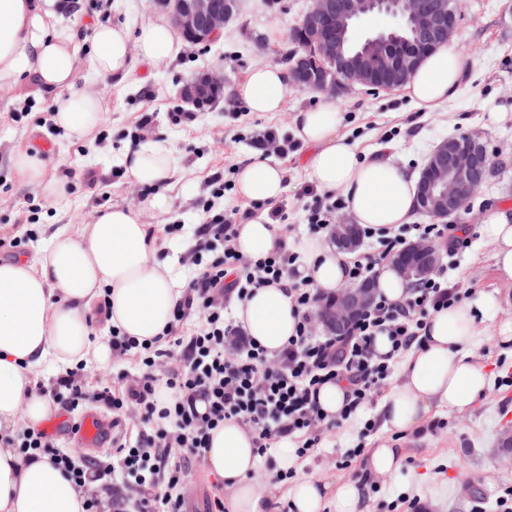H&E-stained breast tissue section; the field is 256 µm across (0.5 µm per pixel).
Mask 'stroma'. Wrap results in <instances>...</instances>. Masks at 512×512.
<instances>
[{
	"mask_svg": "<svg viewBox=\"0 0 512 512\" xmlns=\"http://www.w3.org/2000/svg\"><path fill=\"white\" fill-rule=\"evenodd\" d=\"M309 0H239L237 13L224 31L207 45H185L180 55L147 65L134 62L123 80L79 75L77 88L101 102V121L89 135L75 138L58 129L49 114L50 96L34 81L0 87V257H29L42 250L60 230L91 223L111 205L138 207L154 187L138 184L119 160L148 142L170 145L177 168L162 188L171 196L169 214H145L148 224L161 225L159 243L174 274L191 277L188 259L197 242L205 204L215 211L249 212L269 216L271 205L259 206L236 193V172L249 162L253 137L272 128L291 141L287 156L271 155L288 170L287 190L280 200L287 213L283 233L289 250L311 237L309 209L318 192L306 160L310 150L298 143L293 116L312 107V93L293 90L283 111H248L235 97L236 87L250 67L283 64L290 51L291 29L301 20ZM460 24L455 35L466 59V93L434 111L416 109L401 90L372 91L353 87L339 97L342 130L359 145L361 154L390 160L412 174L420 173L428 155L451 136L480 138L494 160L493 170L469 211L455 216L470 228L471 245L456 258H442L436 273L471 289L473 298L499 294L496 325L512 322V283L499 279L493 260L495 246L480 226L502 208L512 209V0H459ZM152 0H78L62 11L57 25L77 34V59L85 61L93 29L100 23L137 28L156 18ZM218 70L224 89L205 110L193 112L192 122L180 120L188 106L179 89L193 74ZM153 122L139 128L143 113ZM39 146L47 176H65L68 201L53 204L39 190L22 183L10 159L19 149ZM221 181L224 195L213 198L211 185ZM494 327L487 328L468 353L490 380L486 393L466 412L439 409L420 430L399 434L383 428L376 406L326 434L312 454L301 457L297 477L341 482L360 476L368 449L380 445L404 451L399 469L368 483L365 512H512V466L499 462L497 438L512 426V352L496 345ZM108 371L93 363L78 377L88 392L104 385H121L139 377L136 357L111 355Z\"/></svg>",
	"mask_w": 512,
	"mask_h": 512,
	"instance_id": "obj_1",
	"label": "stroma"
}]
</instances>
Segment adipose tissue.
Segmentation results:
<instances>
[{
    "label": "adipose tissue",
    "mask_w": 512,
    "mask_h": 512,
    "mask_svg": "<svg viewBox=\"0 0 512 512\" xmlns=\"http://www.w3.org/2000/svg\"><path fill=\"white\" fill-rule=\"evenodd\" d=\"M58 0H0V86L33 78L51 95L54 122L68 135L86 136L100 121L98 98L76 89V35L54 25ZM182 44L166 17L129 29L122 24L96 26L86 69L91 76L126 77L133 59L156 64L176 57ZM464 58L456 42L439 46L423 58L404 86V95L423 111H433L465 92ZM288 77L277 65L252 67L236 93L249 111H283ZM342 111L335 99L318 97L313 107L294 116L296 136L311 148L310 176L323 190L343 189L347 209L363 228L391 229L411 223L417 211L416 178L399 166L364 158L340 131ZM121 165L136 182L155 187L142 208L109 206L93 223L75 232L60 231L42 253L29 260L0 261V430L9 429L18 410L30 427H40L55 412L36 391L37 368L49 364L62 371L82 362L106 364L110 349L96 332L90 313L104 300L112 328L121 335L150 341L162 334L182 297L184 281L161 259L158 239L143 222L144 212L169 213L171 197L159 191L176 159L171 147L150 142L125 153ZM12 165L22 182L56 199L64 177L46 178L37 150L18 151ZM286 169L255 155L237 171L236 191L251 202L271 204L285 192ZM241 254L259 258L287 246L281 225L258 217L235 227ZM481 233L496 245L498 277L512 282V211L490 216ZM298 279L329 296L347 281V252L320 239L299 246ZM498 301L482 295L432 313L419 346L409 352L402 379L384 396L379 414L384 427L408 433L427 422L433 408H472L488 388L484 370L467 349L483 323L493 321ZM236 319L267 354L279 353L295 334L299 311L287 281L255 289L237 302ZM204 455L210 471L231 492L228 512H275V488L255 483L258 454L254 433L237 419L213 430ZM403 458L399 448L370 449L360 478L332 483L297 480L287 499L288 512H362L368 479L394 471ZM0 512H83L74 485L47 457L26 458L0 447Z\"/></svg>",
    "instance_id": "ef3b65f1"
}]
</instances>
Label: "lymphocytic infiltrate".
I'll use <instances>...</instances> for the list:
<instances>
[{
  "instance_id": "lymphocytic-infiltrate-1",
  "label": "lymphocytic infiltrate",
  "mask_w": 512,
  "mask_h": 512,
  "mask_svg": "<svg viewBox=\"0 0 512 512\" xmlns=\"http://www.w3.org/2000/svg\"><path fill=\"white\" fill-rule=\"evenodd\" d=\"M236 217L208 215L199 229L192 254L194 271L171 326L148 342L113 333V352L137 353L146 372L120 390L105 387L96 400L116 413L135 409L144 431L135 440L113 439L105 457L55 449L41 430L29 429L8 439L9 447L26 456H49L75 485L88 478L101 481L103 499L87 498L85 512H182L184 475L188 465L202 461L210 433L224 420L237 418L256 436L258 455L273 441L298 436L299 455L313 453L325 428L334 424L317 404L319 387L346 384L349 401L342 419L364 408L392 373V358L408 351L430 313L459 303L456 285L428 279L410 288L403 303L375 298L344 336L316 333L322 302L317 289L305 283L290 290L302 314L296 334L275 356H268L237 322L224 316L229 294L243 298L258 287L293 271L295 253L283 251L247 259L234 240ZM201 317L189 335L176 328L191 313ZM388 336L391 350L379 355L377 336ZM171 392L159 404L158 386ZM205 411H198L197 400Z\"/></svg>"
}]
</instances>
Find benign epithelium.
Returning <instances> with one entry per match:
<instances>
[{
	"mask_svg": "<svg viewBox=\"0 0 512 512\" xmlns=\"http://www.w3.org/2000/svg\"><path fill=\"white\" fill-rule=\"evenodd\" d=\"M167 13L175 33L192 44L214 40L234 15L238 0H154ZM375 16L389 24L366 35L364 44L350 47L353 28ZM456 0H310L300 26L308 34L305 46L287 57L292 85L303 91L339 95L359 85L371 90H391L411 77L422 55L398 50L395 30L407 28L425 46L452 38L458 29ZM224 78L213 71L198 73L180 89L181 98L195 107L215 99ZM483 142L466 135L453 147L442 141L419 175L418 211L432 220H445L465 211L487 181L491 170ZM340 250L352 251L362 243L359 225L338 221L331 233ZM440 252L431 242H412L392 256L404 279L425 281L435 272ZM375 298L370 281L348 284L324 298L317 319L331 336L346 335Z\"/></svg>",
	"mask_w": 512,
	"mask_h": 512,
	"instance_id": "1",
	"label": "benign epithelium"
}]
</instances>
